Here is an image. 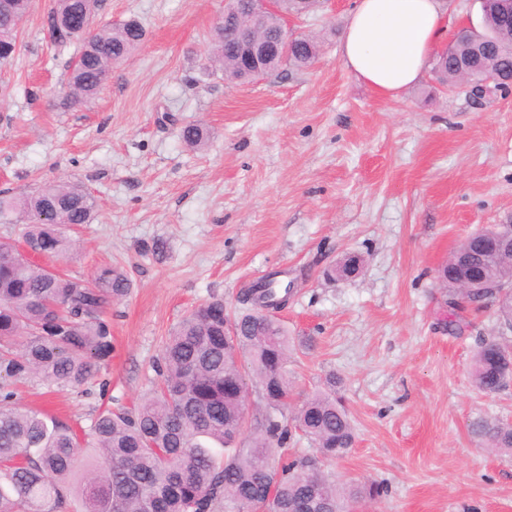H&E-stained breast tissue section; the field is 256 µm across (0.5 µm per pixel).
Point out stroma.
<instances>
[{"mask_svg": "<svg viewBox=\"0 0 512 512\" xmlns=\"http://www.w3.org/2000/svg\"><path fill=\"white\" fill-rule=\"evenodd\" d=\"M51 4L32 0L0 68V192L82 186L98 207L70 228L78 249L61 267L89 280L109 265L130 289L106 313L114 350L100 385L83 395L31 381L19 406L80 429L104 408L140 405L191 309L219 297L235 311L277 271L293 286L278 316L295 343L294 390L335 379L354 428L331 478L381 483L373 512H512V458L468 432L479 416L512 422V384L487 395L470 375L480 340L512 332L488 308L450 334L436 280L467 235L512 214V94L475 100L427 74L379 96L341 59L354 0L296 23L321 42L312 66L249 83L209 60L225 0H102L96 26L134 17L145 37L93 99L64 109L78 49L47 39ZM193 123L210 131L205 150L180 137ZM348 254L359 274L327 281Z\"/></svg>", "mask_w": 512, "mask_h": 512, "instance_id": "1", "label": "stroma"}]
</instances>
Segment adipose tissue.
I'll return each instance as SVG.
<instances>
[{"label":"adipose tissue","instance_id":"obj_1","mask_svg":"<svg viewBox=\"0 0 512 512\" xmlns=\"http://www.w3.org/2000/svg\"><path fill=\"white\" fill-rule=\"evenodd\" d=\"M449 23L444 0H356L343 62L380 96L398 97L422 78Z\"/></svg>","mask_w":512,"mask_h":512}]
</instances>
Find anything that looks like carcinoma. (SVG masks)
Segmentation results:
<instances>
[{
    "instance_id": "cac0c4a2",
    "label": "carcinoma",
    "mask_w": 512,
    "mask_h": 512,
    "mask_svg": "<svg viewBox=\"0 0 512 512\" xmlns=\"http://www.w3.org/2000/svg\"><path fill=\"white\" fill-rule=\"evenodd\" d=\"M253 0H237L236 12L214 29L216 57L224 79L250 80L243 72L241 33L236 24ZM316 0H285L281 9L302 15ZM87 0H61L47 19L54 43L80 45L68 74L66 105L77 107L93 98L107 81L112 64L131 55L144 39L140 23L130 19L118 26L76 34L69 26L74 13H85ZM490 42L481 47L487 73L512 75V29L494 12L482 17ZM285 28L278 13L267 15L254 31L258 41H277ZM18 31L0 17V65L16 54ZM450 51L436 58L433 73L442 86H455L459 67L470 53L469 42L457 38ZM319 42L300 34L288 44L285 61L274 60L271 71L287 63L310 66ZM182 140L204 148L208 130L200 124L181 128ZM66 212L71 224H88L96 202L80 186L49 185L18 197L0 195V223L27 220L25 243L49 258L68 257L75 241L56 224L39 222L50 209ZM494 229L474 235L468 244L469 263L456 256L438 273L448 291L453 315L479 312L492 305L500 327L512 330V252L496 247ZM473 277L479 285L461 287ZM279 281L268 274L262 287L247 288L244 308L224 315V300L200 304L181 320L155 360L159 377L154 392L137 409L106 408L80 431L67 422L18 406L15 385L34 378L85 394L112 357V331L101 314L128 293L124 274L108 265L93 279L69 278L34 261L20 260L14 246L0 241V512H237L258 508L274 499L278 512H351L354 505L374 500L383 487L371 482L343 485L333 481L308 458L283 460L275 470L267 458L295 435L309 440L327 459L343 457L355 442L354 428L340 399L336 379L306 396L291 422L279 417L291 397L288 377L290 337L276 317L256 309L282 295ZM248 355L242 370L237 354ZM475 387L494 394L512 382V347L494 337L482 339L472 360ZM252 381L271 388L265 409L253 419L254 432L245 448H232L245 419L238 399L224 392L226 382ZM469 433L497 455L512 457V423L477 417Z\"/></svg>"
}]
</instances>
